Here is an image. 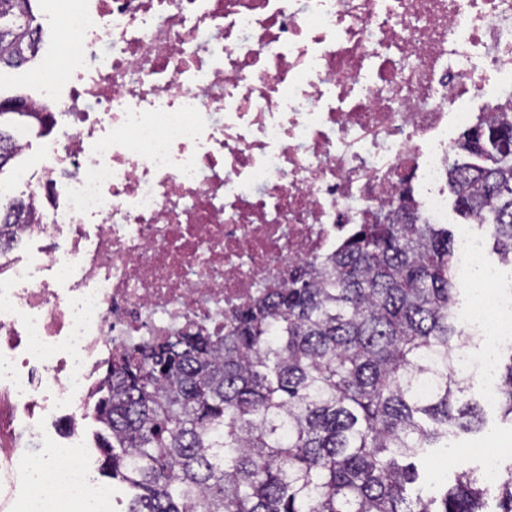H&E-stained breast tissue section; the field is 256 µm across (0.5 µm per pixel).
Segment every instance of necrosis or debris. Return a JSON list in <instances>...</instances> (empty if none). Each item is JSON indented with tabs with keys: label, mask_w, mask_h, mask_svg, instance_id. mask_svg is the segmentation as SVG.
<instances>
[{
	"label": "necrosis or debris",
	"mask_w": 512,
	"mask_h": 512,
	"mask_svg": "<svg viewBox=\"0 0 512 512\" xmlns=\"http://www.w3.org/2000/svg\"><path fill=\"white\" fill-rule=\"evenodd\" d=\"M66 27L42 68L50 140L0 255V403L30 437L77 432L106 355L195 325L214 336L261 289L336 251L403 190L448 219L457 135L512 114V0H51ZM54 238V249H41ZM480 272L465 319L488 336L452 370L495 371L512 300ZM0 512H112L83 454L23 455L0 430Z\"/></svg>",
	"instance_id": "4bbe7bcc"
}]
</instances>
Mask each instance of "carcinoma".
I'll use <instances>...</instances> for the list:
<instances>
[{
	"label": "carcinoma",
	"instance_id": "1",
	"mask_svg": "<svg viewBox=\"0 0 512 512\" xmlns=\"http://www.w3.org/2000/svg\"><path fill=\"white\" fill-rule=\"evenodd\" d=\"M32 0H0V66L38 51ZM43 113L0 109V175L13 133ZM465 131L450 177L457 210L481 224L512 266V121ZM29 204L0 208L5 229ZM448 229L402 194L335 253L266 288L224 335L187 329L107 361L94 405L110 436L104 467L120 512H512V460L493 476L408 492L414 460L479 426L449 368L465 333L455 310ZM493 397L512 423V358Z\"/></svg>",
	"mask_w": 512,
	"mask_h": 512
}]
</instances>
